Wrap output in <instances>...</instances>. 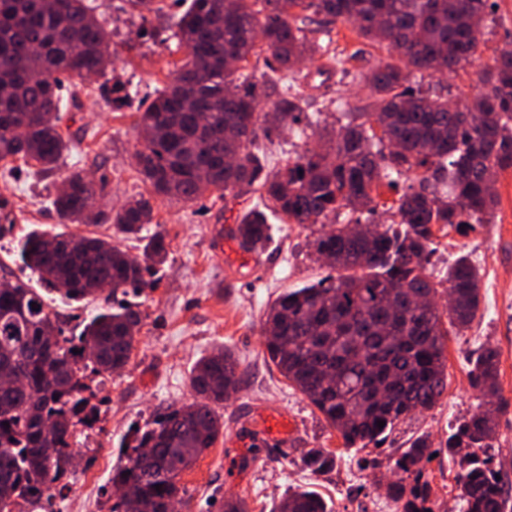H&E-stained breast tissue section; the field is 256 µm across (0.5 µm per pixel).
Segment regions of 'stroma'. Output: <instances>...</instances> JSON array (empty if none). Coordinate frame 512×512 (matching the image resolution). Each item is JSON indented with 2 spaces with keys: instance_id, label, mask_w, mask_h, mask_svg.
Listing matches in <instances>:
<instances>
[{
  "instance_id": "stroma-1",
  "label": "stroma",
  "mask_w": 512,
  "mask_h": 512,
  "mask_svg": "<svg viewBox=\"0 0 512 512\" xmlns=\"http://www.w3.org/2000/svg\"><path fill=\"white\" fill-rule=\"evenodd\" d=\"M96 14L114 52L103 76L94 78L65 112L61 129L72 140L55 173L27 170L14 162L0 168V264L15 276L23 271L12 248L31 229L110 238L131 254L144 245L141 236L121 234L112 223L64 224L50 204L72 168L103 179L98 206L112 213L131 199L146 196L153 205L154 230L169 242V257L153 275L152 288L124 296V304L141 313L135 346L125 368L111 377L90 376L98 420L79 429L67 486L57 495L55 512H111L116 501L112 469L122 457L121 445L133 426H144L168 409L191 403V371L203 355L225 348L239 364V391L224 403V433L181 475L186 490L182 512H221L225 499L239 497L249 512H272L286 493L307 488L319 492L334 512H398L388 496L393 463L419 436L428 437L439 453L422 462L431 487L434 512H461L454 477L456 458L444 446L458 419L477 412L480 399L470 384L471 365L485 346L501 353L498 383L512 401V170L499 173L494 191L498 205L487 224L435 230V252L429 272L444 282L448 268L467 255L482 272L483 302L470 327L452 334L446 344L447 385L431 409L400 422L388 436L365 448H344L322 414L271 363L265 347V315L275 299L329 275L309 243L321 225L273 222L271 238L257 254L242 252L230 231L258 203L257 193L238 198L204 196L190 203L151 194L139 172L135 152L141 147L137 112L172 80L176 62L185 58L175 47V22L184 0H164V14L141 19L126 0H94ZM332 59L304 60L288 83L312 111L307 128L293 126L279 139L263 142L265 168L287 165L305 148L320 145L344 124V111L371 99L367 75L390 61L389 51L362 37L348 23L331 26ZM512 41V0H492V12L480 37L474 61L456 72L431 77L432 87L465 101L481 89L480 74L495 54ZM125 84L132 96L124 105L113 101L112 87ZM65 335L80 333L85 319L104 306V297L63 299L41 289ZM288 420V445L280 447L262 434L266 416ZM325 448L335 453L334 467L308 471L304 453Z\"/></svg>"
}]
</instances>
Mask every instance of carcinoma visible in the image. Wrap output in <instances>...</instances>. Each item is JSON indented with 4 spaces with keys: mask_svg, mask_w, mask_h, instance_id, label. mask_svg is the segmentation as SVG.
Segmentation results:
<instances>
[{
    "mask_svg": "<svg viewBox=\"0 0 512 512\" xmlns=\"http://www.w3.org/2000/svg\"><path fill=\"white\" fill-rule=\"evenodd\" d=\"M491 8L489 0H191L176 34L184 62L170 86L138 113L146 131L137 152L140 172L154 192L184 202L207 192L260 193L265 209L242 216L233 237L246 252L263 249L270 219L326 224L342 218L311 244L336 275L281 295L264 323L270 360L313 404L347 448L381 441L418 409L434 407L446 387V336L476 318L481 274L464 256L448 269V306L428 273L434 226L484 224L497 197L488 187L512 169V42L484 70L482 90L469 105L410 85L412 72L430 77L471 62ZM337 21L395 50L369 75L374 97L351 113L327 149L307 148L275 172L265 171L258 141L302 122L306 100L290 87L261 94L246 71L266 52L283 76L326 50L318 34ZM317 24L313 29L307 25ZM112 53L86 0H0V161L17 156L50 172L69 150L60 131L66 108L60 76L86 83L104 73ZM410 176L396 220H376L373 192L392 175ZM103 185L74 171L51 205L63 221L98 224ZM368 213L367 223L352 218ZM111 221L126 234L153 223L142 197L124 204ZM132 255L118 244L84 235L34 230L17 243L23 267L71 300L141 293L146 274L169 254L164 234L144 236ZM140 312L104 308L77 336L64 337L30 282L0 281V512L26 503L52 505L53 490L72 462V438L84 424L88 375H110L130 360ZM501 355L483 348L469 371L482 410L458 421L448 436L459 448L490 447L496 419L509 412L500 396ZM238 363L218 349L201 357L190 376L196 400L171 409L135 431L125 463L112 471L124 495L111 512H174L192 467L224 431L215 406L239 387ZM385 425L378 427L377 422ZM426 437L394 460L398 480L389 495L402 512H432L431 487L419 463L433 456ZM329 450L303 458L312 472L331 468ZM463 512H506L504 484L490 459L472 454L455 477ZM273 512H330L312 490L287 494Z\"/></svg>",
    "mask_w": 512,
    "mask_h": 512,
    "instance_id": "obj_1",
    "label": "carcinoma"
}]
</instances>
